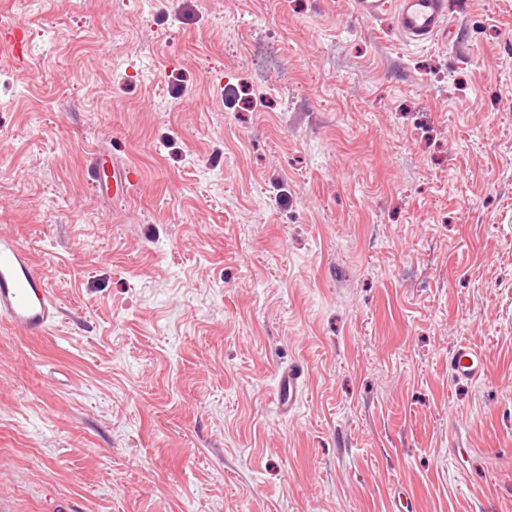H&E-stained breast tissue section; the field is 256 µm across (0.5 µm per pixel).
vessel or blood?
I'll return each instance as SVG.
<instances>
[{"label": "vessel or blood", "mask_w": 512, "mask_h": 512, "mask_svg": "<svg viewBox=\"0 0 512 512\" xmlns=\"http://www.w3.org/2000/svg\"><path fill=\"white\" fill-rule=\"evenodd\" d=\"M355 13L372 21L393 12L394 23L407 41L421 44L446 33L448 0H354ZM91 184L95 190L111 189L112 197H129L135 173L131 167H106L98 155L88 159ZM60 307L50 288L33 265L26 249L11 235L0 232V323L28 336L43 335L54 324ZM486 369L482 356L462 346L448 359V370L459 380H474ZM306 369L289 365L279 381L277 403L282 412L297 404Z\"/></svg>", "instance_id": "1"}]
</instances>
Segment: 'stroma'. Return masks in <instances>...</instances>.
Returning a JSON list of instances; mask_svg holds the SVG:
<instances>
[{"mask_svg": "<svg viewBox=\"0 0 512 512\" xmlns=\"http://www.w3.org/2000/svg\"><path fill=\"white\" fill-rule=\"evenodd\" d=\"M0 16V230L61 307L0 325V512H512V0L418 45L351 0ZM88 169L91 177L90 184L97 192L108 188L109 179H112V198L121 200L129 197L135 179V173L131 167H119L111 161L109 173H107L101 158L97 154H92L88 158ZM485 369L482 356L466 346L457 348L448 359V371L458 380H475ZM306 379L303 365L292 364L280 376L277 403L283 413L291 411L297 404L300 384Z\"/></svg>", "mask_w": 512, "mask_h": 512, "instance_id": "obj_1", "label": "stroma"}]
</instances>
